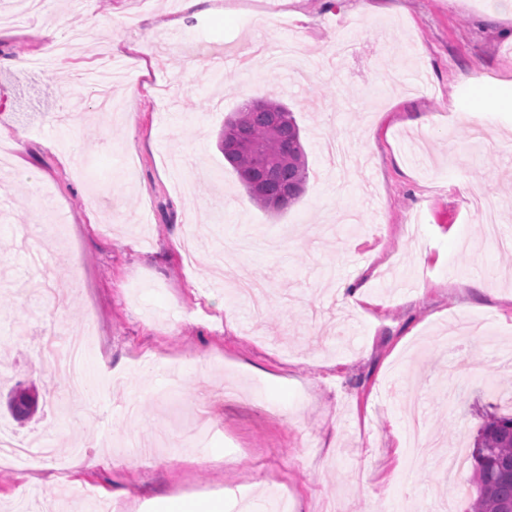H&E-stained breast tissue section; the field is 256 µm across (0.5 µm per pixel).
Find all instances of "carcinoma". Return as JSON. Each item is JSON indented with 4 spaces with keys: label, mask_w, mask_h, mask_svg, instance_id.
Instances as JSON below:
<instances>
[{
    "label": "carcinoma",
    "mask_w": 512,
    "mask_h": 512,
    "mask_svg": "<svg viewBox=\"0 0 512 512\" xmlns=\"http://www.w3.org/2000/svg\"><path fill=\"white\" fill-rule=\"evenodd\" d=\"M218 146L256 206L280 212L301 197L307 154L294 112L276 98L245 103L224 122ZM475 495L468 512H512V415L480 425L471 452Z\"/></svg>",
    "instance_id": "cac0c4a2"
}]
</instances>
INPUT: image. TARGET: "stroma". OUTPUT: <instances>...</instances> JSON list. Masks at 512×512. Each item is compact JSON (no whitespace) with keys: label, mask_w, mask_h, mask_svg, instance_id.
Listing matches in <instances>:
<instances>
[{"label":"stroma","mask_w":512,"mask_h":512,"mask_svg":"<svg viewBox=\"0 0 512 512\" xmlns=\"http://www.w3.org/2000/svg\"><path fill=\"white\" fill-rule=\"evenodd\" d=\"M0 0V391L33 386L36 413L0 427L53 442L56 460L0 462V512L81 504L129 512L161 498L264 512H466L480 424L512 413V8L497 0ZM150 36L146 71L127 47ZM357 44L354 55L340 43ZM15 58L46 64L37 126L17 109ZM505 100L475 108L479 92ZM293 111L308 159L301 199L255 207L218 148L251 98ZM98 201L95 219L86 198ZM81 275H73V262ZM485 282L477 293L469 283ZM364 287L358 308L339 291ZM88 327L92 398L44 367L46 337ZM180 392L166 397L171 375ZM460 386L448 405L449 386ZM460 465L410 463L406 391ZM205 417V446L182 430ZM169 427L151 461L128 439ZM104 465L80 467L73 448Z\"/></svg>","instance_id":"35a3bbf8"}]
</instances>
